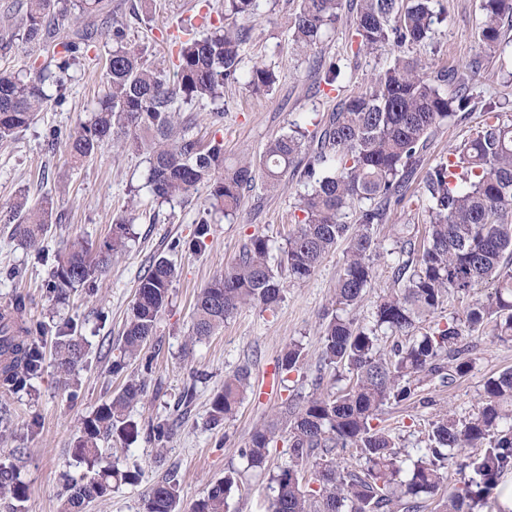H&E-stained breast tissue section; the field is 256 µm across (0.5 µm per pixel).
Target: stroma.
Masks as SVG:
<instances>
[{"label":"stroma","mask_w":512,"mask_h":512,"mask_svg":"<svg viewBox=\"0 0 512 512\" xmlns=\"http://www.w3.org/2000/svg\"><path fill=\"white\" fill-rule=\"evenodd\" d=\"M222 0H102L96 16L69 14L65 25L76 30L102 25L118 17L127 25L129 42L147 64L171 70L176 48L173 35L183 29L206 36L199 15L206 7L220 8ZM442 18L424 46L406 48V55L424 56L432 70L460 68L478 62L474 78V107L465 118L441 125L431 136L403 203L376 225L378 254L375 276L354 318L369 322L378 296L394 283L391 266L402 237L420 235L428 219L424 176L449 149L458 146L482 121L485 103L512 101V75L502 59L512 58V45L503 55L485 52L477 32L483 22L480 0H434ZM296 0H261L257 14L245 20L249 35L240 47L243 70L264 62L277 80L270 92H252L245 82L224 86V121L212 123L210 102L183 106L191 136L201 144H224L226 164L248 157L259 159L267 143L293 126L311 128L325 122L340 100L365 89L374 74L386 69L397 54L388 47L371 54L358 52L349 20H342L314 50L303 53L293 41L292 17ZM108 55L103 42H95L86 59L71 71L65 84L63 106L36 113L32 123L13 140L0 142V309L23 299L28 322L47 325L37 343L42 353L40 373L20 391L0 393V463L19 466L29 487L19 503L0 496V512H59L67 480L85 473L71 448L83 420L110 401L131 380L147 383L143 402L130 407L128 416L139 434L128 442L103 440L99 446L121 457L124 467L139 471L136 483L114 486L110 496L92 502L85 512H141L142 496L153 483L175 475L180 487L177 512H189L211 481L223 478L228 466L242 468L239 456L255 427L271 419L282 400L310 395L319 375L321 327L332 305L336 280L343 264V247L328 254L316 272L302 282L282 280L283 299L273 310L244 307L225 321L212 336L191 341L194 299L216 274L234 262L251 236L272 240V258H279L295 227L302 190L293 173H285L276 189L256 181L245 189L234 221H212L207 247L196 252L189 244L204 217L201 203L208 194L199 187L177 203L153 202L147 187L146 152L107 147L76 166L67 163L63 143L51 142V129L72 130L90 119L105 92L101 71ZM335 63L340 71L334 88L317 91L322 65ZM53 202L51 227L41 243L46 254L57 251L63 238L77 235L96 244L110 232L114 220L131 219L127 249L116 255L95 291L77 288L63 299L47 294L45 283L51 263L39 261L34 250L13 236L9 213L16 202L34 207ZM172 261L180 275L170 290L169 304L142 357L131 360L121 374H113L112 361L139 283L157 258ZM71 327L82 337L86 361L61 383L55 362L60 329ZM304 348L297 371L278 378V361L289 343ZM151 369H144L145 357ZM470 373L453 383L425 381L417 400L386 409L381 424L390 429L402 455L417 457L428 444L432 424L443 413L468 418L477 408L485 382L512 369V341H500L483 332L471 352ZM248 368L252 389L236 416L221 425L210 420V404L224 379ZM193 388L191 404L181 402L185 388ZM168 423L172 432L164 445L148 434L149 422ZM271 491L268 480L245 474L241 489L233 491L229 512H265Z\"/></svg>","instance_id":"stroma-1"}]
</instances>
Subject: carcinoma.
<instances>
[{
	"label": "carcinoma",
	"instance_id": "1",
	"mask_svg": "<svg viewBox=\"0 0 512 512\" xmlns=\"http://www.w3.org/2000/svg\"><path fill=\"white\" fill-rule=\"evenodd\" d=\"M432 2L356 0L358 50L401 49L427 41L440 22ZM55 4L28 0L19 21L22 40L45 44L56 62L52 67L31 65L21 75L0 73V141L15 138L49 103L62 105L51 89L63 86L71 67L100 35L112 44L103 74L105 94L77 130L51 133L52 139L65 142L71 161L81 162L114 145L144 149L149 153L147 182L156 200L184 198L203 185L209 188L204 213L225 218L239 211L243 191L258 169L269 189L277 187L280 174L290 167L306 188L298 203L302 218L280 249L277 266L269 263L270 239L254 235L242 254L199 290L192 310L194 339L212 335L244 306L275 308L283 299L282 272L305 281L339 242L348 243L320 356L321 366L347 384L337 391L323 388L302 400L285 399L275 418L255 429L240 450L247 468L268 475L274 495L267 512H425L430 501L436 512H477L483 507L485 494L512 472V370L485 382L481 403L468 418L445 414L433 423L428 447L408 467L391 434L373 421L386 408L417 397L419 384L427 379L445 383L467 375L471 333L490 325L498 339L512 340V122L503 118V103L485 104L481 127L426 171L425 235L420 241L410 237L401 242L403 260L392 266L393 281L403 287L378 297L372 325L348 315L374 279L373 226L400 204L432 133L469 110L476 65L431 75L421 59L398 56L364 91L332 113L320 134L311 138L316 147L305 163L297 158L307 131L296 126L271 140L259 163L243 159L226 166L223 143L202 148L189 136L178 104H214L223 98L224 84L242 77L256 92L273 86L276 76L263 63L241 72L244 29L224 24L201 39L188 30L174 37L177 63L170 77L142 61L140 51L128 43L127 26L115 16L101 31L86 28L62 35L68 9L57 10ZM223 5L224 18H249L257 14L259 0H223ZM481 10L479 41L496 52L503 27L512 28V0H481ZM342 11L343 0H298L293 17L297 48L317 47L342 20ZM448 85L451 94L444 90ZM352 209L356 220L347 224L342 218ZM52 215L49 199L27 210L17 205L10 216L15 236L41 253ZM129 235L130 225L122 219L99 245L77 236L63 242L54 255L49 293L61 298L70 288L94 289L112 257L126 249ZM176 278V267L165 258L148 269L112 374L122 373L126 358L140 353L154 336ZM486 284L493 291L473 300L465 318L425 330L418 326L448 294L468 297ZM24 309L17 300L12 310L0 312V388L5 392L24 387L42 368L35 336L47 327L28 324L21 317ZM59 334L56 366L69 376L84 363L86 350L73 328ZM388 334L406 336L408 342L395 343L385 353L381 337ZM303 359L301 345L291 343L283 351L280 369L293 372ZM250 387L246 368L226 377L211 402L213 423L232 419ZM146 393V382H131L83 421L72 456L86 465V473L67 485L62 512H84L90 502L110 493L114 480L137 482L139 473L123 469L120 457L103 455L98 441L114 435L123 441L138 433L125 412ZM281 438L288 442V462L271 472L268 458ZM350 448L360 461L357 469L336 465ZM467 448L482 453L466 455ZM307 471L315 474L310 484L303 483ZM237 488L238 470L231 467L190 512H227L228 498ZM0 494L17 502L27 498L28 486L17 466L0 464ZM142 502L143 512H176L178 483L171 477L154 483Z\"/></svg>",
	"mask_w": 512,
	"mask_h": 512
}]
</instances>
